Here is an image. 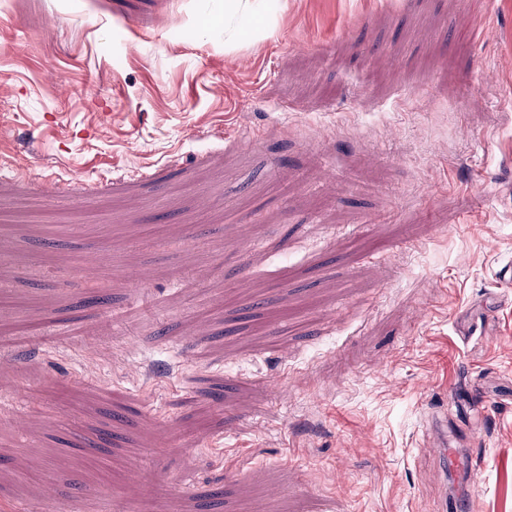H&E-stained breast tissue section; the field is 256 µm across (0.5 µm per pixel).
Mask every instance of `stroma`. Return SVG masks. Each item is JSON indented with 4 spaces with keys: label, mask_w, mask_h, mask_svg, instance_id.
Listing matches in <instances>:
<instances>
[{
    "label": "stroma",
    "mask_w": 512,
    "mask_h": 512,
    "mask_svg": "<svg viewBox=\"0 0 512 512\" xmlns=\"http://www.w3.org/2000/svg\"><path fill=\"white\" fill-rule=\"evenodd\" d=\"M508 261L512 0H0V512H512ZM448 439L445 434L441 435L437 440L434 452L438 455L439 458L443 459V461H447V459H451L455 462V464L461 469H467L471 475L475 476V464L471 457L466 459H461L457 453L455 448H447Z\"/></svg>",
    "instance_id": "stroma-1"
}]
</instances>
